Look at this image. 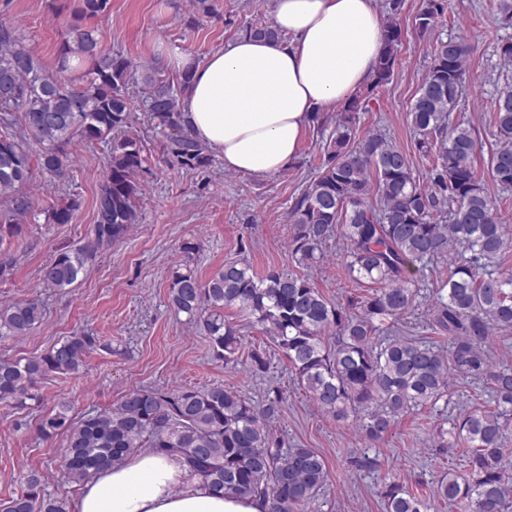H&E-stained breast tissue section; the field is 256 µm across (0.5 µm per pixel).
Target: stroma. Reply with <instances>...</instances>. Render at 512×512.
<instances>
[{"label":"stroma","instance_id":"obj_1","mask_svg":"<svg viewBox=\"0 0 512 512\" xmlns=\"http://www.w3.org/2000/svg\"><path fill=\"white\" fill-rule=\"evenodd\" d=\"M75 3L0 0V23L13 25L23 44L51 72ZM420 3L405 0L399 18L404 37L394 76L371 111L361 113L356 132L385 133L407 154L416 178H425L431 162L414 147L410 104L430 65L435 39L462 38L473 52L467 62L466 92L452 118L475 127V165L486 174L494 142L497 46L512 37V26L503 25L497 0H448L444 17L432 33L421 37L412 28ZM208 6L203 12L194 0H111L108 12L90 22L103 52L123 54L138 65L129 81V95L136 103L132 132L143 142L150 172L140 178L145 191L138 223L102 251L68 290L47 287L40 269L61 249L87 238L96 221L95 201L106 176L108 149L102 143L73 141L68 147L72 164L64 179L40 176L25 187L33 210L21 239L10 248L14 267L7 279H0V306L33 299L44 315L26 335L0 336V358L38 356L57 340L80 333L96 336L100 345L88 353L79 372L40 379L34 400L25 407L0 404V504L21 493L33 471L43 475L45 493L69 502L77 496L78 485L69 483L61 468L65 436L45 440L35 431L38 420L56 405L67 404L78 419L117 405L134 389L173 392L221 384L260 405L269 391H278L282 401L274 426L286 445L313 448L323 455L328 482L300 512H385L381 492L393 480L430 498L431 512H468L466 504L451 506L433 497L441 475L468 474L459 451L440 434L464 410L491 407L486 382L455 374L449 397L404 414L374 442L352 420L325 413L299 385L288 360L262 327L252 324L243 311L233 307L224 312L242 333L239 363L227 367L213 359L208 337L186 315L170 308L172 275L187 265L204 280L232 261L247 262L259 274L273 267L295 270L288 253L294 233L288 211L320 165V137L312 128L294 164L272 176L225 171L219 158L204 176L167 163L166 136L139 105L141 68L166 69V48L204 59L239 35L242 27L272 17L271 0H208ZM68 195L80 203L72 223H48L47 209ZM188 241L197 246L190 258L182 251ZM324 252L323 262L308 274L329 301L345 305L370 294L368 284L347 275L341 237L329 240ZM255 349L267 357L265 371L250 369L249 355ZM20 419L27 421V428L17 429Z\"/></svg>","mask_w":512,"mask_h":512}]
</instances>
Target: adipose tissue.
Returning <instances> with one entry per match:
<instances>
[{"instance_id":"ef3b65f1","label":"adipose tissue","mask_w":512,"mask_h":512,"mask_svg":"<svg viewBox=\"0 0 512 512\" xmlns=\"http://www.w3.org/2000/svg\"><path fill=\"white\" fill-rule=\"evenodd\" d=\"M280 41L239 35L204 60L169 55L188 74L181 109L227 171L270 176L296 160L317 113L369 83L383 47L378 0H273ZM70 512H266L223 497L175 453L147 449L85 481Z\"/></svg>"}]
</instances>
